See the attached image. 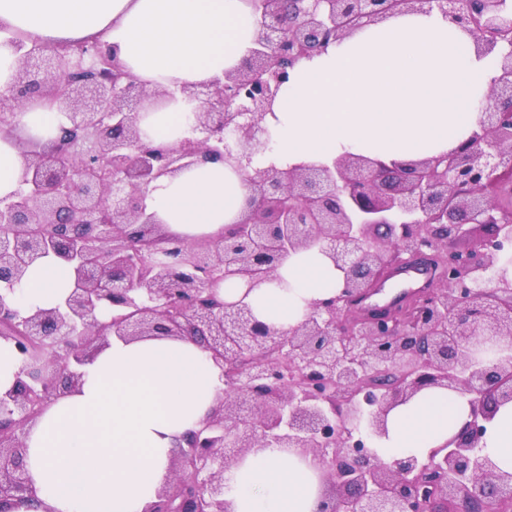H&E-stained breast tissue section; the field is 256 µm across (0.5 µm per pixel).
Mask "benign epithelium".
<instances>
[{
  "label": "benign epithelium",
  "instance_id": "benign-epithelium-1",
  "mask_svg": "<svg viewBox=\"0 0 512 512\" xmlns=\"http://www.w3.org/2000/svg\"><path fill=\"white\" fill-rule=\"evenodd\" d=\"M254 0L258 33L240 67L181 92L199 102L195 136L157 147L136 114L149 92L114 56L79 44H16L13 84L0 91V130L34 95L69 124L30 143L20 187L0 198V338L21 357L0 394V512L30 497L24 429L75 387L80 368L115 335L188 337L224 373V397L172 449V476L146 512H230L224 470L259 448L312 456L325 493L319 512H491L512 504V474L483 454L487 424L512 403V218L487 185L512 170V0ZM437 8L469 27L488 52L508 46L482 108L480 130L459 148L412 163L344 155L333 164L253 167L266 146L260 121L302 59L379 18ZM243 171L248 209L193 246L163 231L142 203L156 179L202 161ZM478 239L467 252L455 243ZM343 273L334 297L282 331L221 285L265 282L287 257L313 247ZM200 273L177 285L158 253ZM71 264L63 304L22 315L10 292L37 260ZM414 264L429 274L427 304L409 327L392 303L372 302ZM468 399L464 428L427 457L392 462L372 443L388 412L422 390ZM250 415L243 414L244 409Z\"/></svg>",
  "mask_w": 512,
  "mask_h": 512
}]
</instances>
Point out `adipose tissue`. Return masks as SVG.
Returning a JSON list of instances; mask_svg holds the SVG:
<instances>
[{
	"mask_svg": "<svg viewBox=\"0 0 512 512\" xmlns=\"http://www.w3.org/2000/svg\"><path fill=\"white\" fill-rule=\"evenodd\" d=\"M256 34L250 0H0V90L15 79L16 41L95 43L116 50L147 89L171 91L163 102L145 101L137 121L145 140L174 143L189 136L197 110L181 87L239 67ZM499 73L496 54L480 52L473 35L440 10L391 16L295 65L262 122L267 147L253 163L286 168L347 154L403 162L440 155L477 131L479 104ZM16 122L49 140L68 120L48 99L33 98ZM21 164L15 133L0 131V198L18 190ZM249 196L241 171L210 161L160 177L143 203L170 234L190 241L221 234ZM276 276L288 288L248 294L229 284L222 294L246 298L258 320L287 330L342 282L315 248L287 258ZM74 282L71 267L51 255L29 267L14 302L24 313L50 308ZM82 372L27 430L34 495L15 512H143L171 477V448L224 394L221 368L186 338L115 336ZM468 412L458 393L423 390L389 412L374 449L387 462L427 456L460 431ZM483 452L512 473V404L489 423ZM224 485L232 512H316L321 497L312 458L282 448L248 453L225 470Z\"/></svg>",
	"mask_w": 512,
	"mask_h": 512,
	"instance_id": "adipose-tissue-1",
	"label": "adipose tissue"
}]
</instances>
